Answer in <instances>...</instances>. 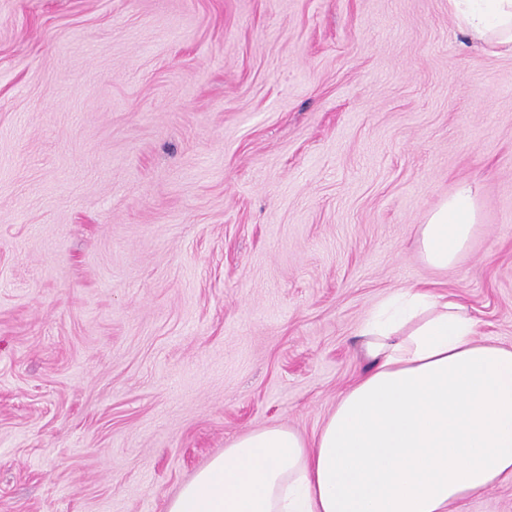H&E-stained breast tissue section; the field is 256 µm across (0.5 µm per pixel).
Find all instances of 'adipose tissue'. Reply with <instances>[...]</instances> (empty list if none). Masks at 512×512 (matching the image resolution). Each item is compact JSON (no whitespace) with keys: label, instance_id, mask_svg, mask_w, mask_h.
I'll return each mask as SVG.
<instances>
[{"label":"adipose tissue","instance_id":"obj_1","mask_svg":"<svg viewBox=\"0 0 512 512\" xmlns=\"http://www.w3.org/2000/svg\"><path fill=\"white\" fill-rule=\"evenodd\" d=\"M448 3L464 34L512 51V0ZM477 221L461 182L418 228L423 260L451 266ZM358 336L365 370L315 437H234L166 512H452L512 482V347L478 340L467 307L427 289L388 297Z\"/></svg>","mask_w":512,"mask_h":512}]
</instances>
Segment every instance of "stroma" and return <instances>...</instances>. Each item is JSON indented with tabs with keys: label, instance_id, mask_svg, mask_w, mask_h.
<instances>
[{
	"label": "stroma",
	"instance_id": "1",
	"mask_svg": "<svg viewBox=\"0 0 512 512\" xmlns=\"http://www.w3.org/2000/svg\"><path fill=\"white\" fill-rule=\"evenodd\" d=\"M405 288L512 347V52L448 0H0V512H165L312 438ZM477 200L469 182H460L419 224L417 245L431 267L448 269L470 239L478 221Z\"/></svg>",
	"mask_w": 512,
	"mask_h": 512
}]
</instances>
